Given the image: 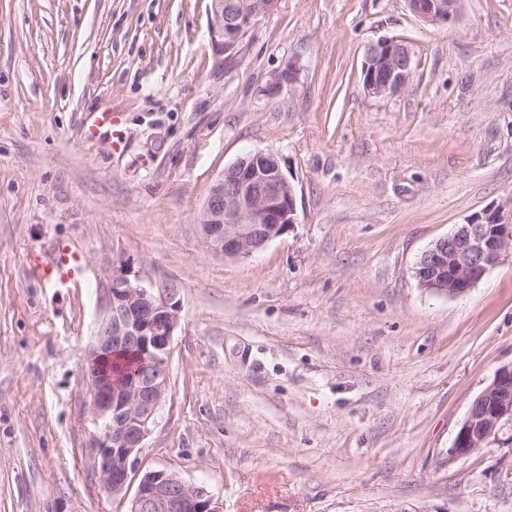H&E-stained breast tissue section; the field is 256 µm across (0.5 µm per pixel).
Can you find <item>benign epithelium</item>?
<instances>
[{"label": "benign epithelium", "instance_id": "1", "mask_svg": "<svg viewBox=\"0 0 512 512\" xmlns=\"http://www.w3.org/2000/svg\"><path fill=\"white\" fill-rule=\"evenodd\" d=\"M461 0H407L421 21L453 23ZM278 0H211L209 29L215 52L234 51L259 18ZM414 73L410 47L382 37L366 49L363 82L374 96H392L408 87ZM296 189L278 156L263 151L240 157L210 186L198 226L204 247L225 259L248 257L264 249L296 223ZM512 255V208L488 209L458 224L424 251L412 270L423 290L457 298ZM172 288H148L124 275L108 278L105 315L87 358L91 372L89 406L95 425L94 467L103 488L121 496L139 478L129 512H223L200 486L165 470H140L139 453L157 422L170 389V357L178 325ZM124 349L140 355L129 375L103 377L100 365ZM512 427V367L497 372L471 403L448 453L467 456L498 440Z\"/></svg>", "mask_w": 512, "mask_h": 512}]
</instances>
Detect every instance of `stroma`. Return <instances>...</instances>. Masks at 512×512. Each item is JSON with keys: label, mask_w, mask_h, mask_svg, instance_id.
Here are the masks:
<instances>
[{"label": "stroma", "mask_w": 512, "mask_h": 512, "mask_svg": "<svg viewBox=\"0 0 512 512\" xmlns=\"http://www.w3.org/2000/svg\"><path fill=\"white\" fill-rule=\"evenodd\" d=\"M211 0H0V512H128L93 466L86 358L106 278L172 288L171 385L140 453L224 512H512V442L448 454L512 365V257L463 297L422 253L512 201V0H280L217 58ZM413 80L376 97L367 45ZM292 69V81L275 83ZM91 112L116 125L90 134ZM275 153L297 222L227 261L197 216ZM66 243L82 283L29 269ZM461 0H407L410 11L421 21L445 26L453 23ZM413 73V53L406 43L382 37L367 46L363 82L369 94L395 95L408 87Z\"/></svg>", "instance_id": "1"}]
</instances>
